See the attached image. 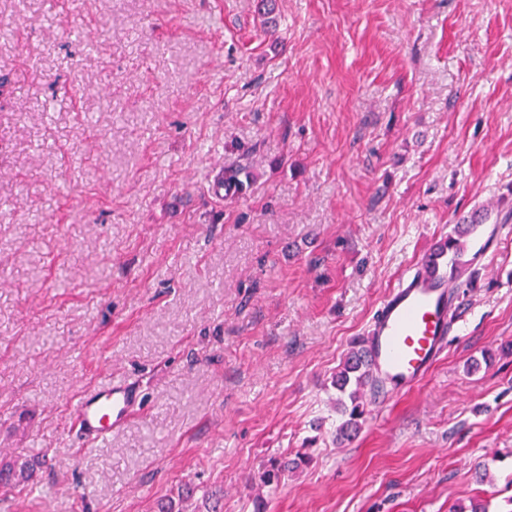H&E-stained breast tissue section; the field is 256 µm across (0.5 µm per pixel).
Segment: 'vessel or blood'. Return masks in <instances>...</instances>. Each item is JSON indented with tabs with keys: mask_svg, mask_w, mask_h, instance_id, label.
<instances>
[{
	"mask_svg": "<svg viewBox=\"0 0 512 512\" xmlns=\"http://www.w3.org/2000/svg\"><path fill=\"white\" fill-rule=\"evenodd\" d=\"M457 311L448 272L434 252H422L382 300L369 329V366L383 395L397 397L418 386L433 369ZM137 393L120 377L84 389L72 418L87 444L104 443L135 410Z\"/></svg>",
	"mask_w": 512,
	"mask_h": 512,
	"instance_id": "1",
	"label": "vessel or blood"
}]
</instances>
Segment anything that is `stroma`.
Segmentation results:
<instances>
[{"mask_svg":"<svg viewBox=\"0 0 512 512\" xmlns=\"http://www.w3.org/2000/svg\"><path fill=\"white\" fill-rule=\"evenodd\" d=\"M256 4L0 0V460L46 459L0 512L187 485L183 512H505L512 0ZM476 214L493 241L445 353L338 443L351 342ZM111 373L141 403L88 451L72 406Z\"/></svg>","mask_w":512,"mask_h":512,"instance_id":"35a3bbf8","label":"stroma"}]
</instances>
